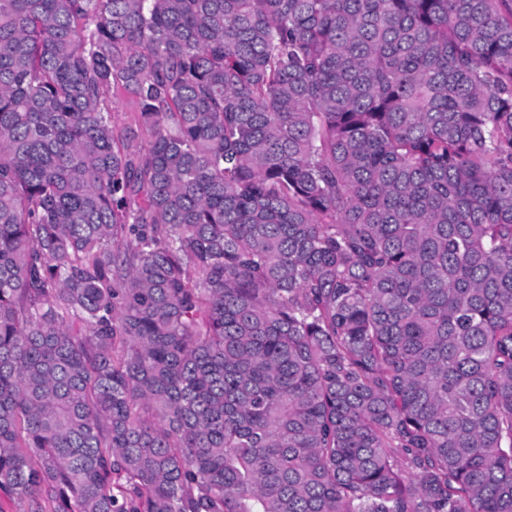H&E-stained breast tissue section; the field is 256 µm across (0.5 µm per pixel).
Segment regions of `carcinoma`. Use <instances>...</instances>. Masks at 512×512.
Listing matches in <instances>:
<instances>
[{
  "label": "carcinoma",
  "instance_id": "cac0c4a2",
  "mask_svg": "<svg viewBox=\"0 0 512 512\" xmlns=\"http://www.w3.org/2000/svg\"><path fill=\"white\" fill-rule=\"evenodd\" d=\"M0 492L512 512V0H0Z\"/></svg>",
  "mask_w": 512,
  "mask_h": 512
}]
</instances>
